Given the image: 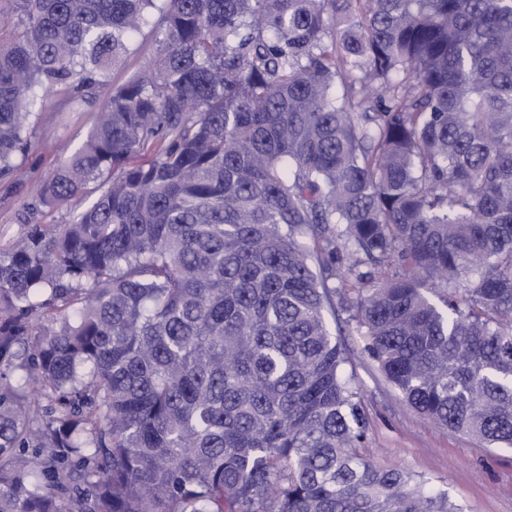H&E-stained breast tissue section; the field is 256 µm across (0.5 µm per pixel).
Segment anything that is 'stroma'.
I'll return each instance as SVG.
<instances>
[{"instance_id":"obj_1","label":"stroma","mask_w":512,"mask_h":512,"mask_svg":"<svg viewBox=\"0 0 512 512\" xmlns=\"http://www.w3.org/2000/svg\"><path fill=\"white\" fill-rule=\"evenodd\" d=\"M158 39L153 26H145L136 36L135 51L88 102H71L60 90L45 99L31 144L17 159L20 175L0 178V247L23 232L39 182L83 140L113 87L147 70ZM342 344L349 356L345 373L358 388L369 418L362 448L367 460L433 478L437 489L469 512H512V448H488L467 434L427 422L404 403L365 352L362 333L350 331Z\"/></svg>"}]
</instances>
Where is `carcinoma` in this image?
Returning <instances> with one entry per match:
<instances>
[{
	"instance_id": "1",
	"label": "carcinoma",
	"mask_w": 512,
	"mask_h": 512,
	"mask_svg": "<svg viewBox=\"0 0 512 512\" xmlns=\"http://www.w3.org/2000/svg\"><path fill=\"white\" fill-rule=\"evenodd\" d=\"M154 11L29 212L101 193L0 248V512H466L360 454L337 337L512 447V0H0V176Z\"/></svg>"
}]
</instances>
